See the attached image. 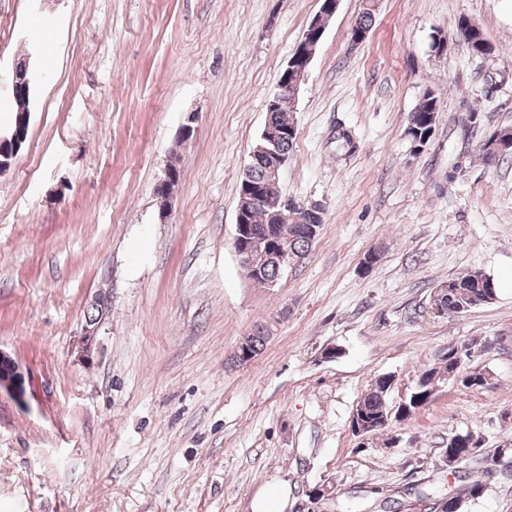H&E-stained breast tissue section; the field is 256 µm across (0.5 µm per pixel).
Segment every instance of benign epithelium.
Instances as JSON below:
<instances>
[{"mask_svg":"<svg viewBox=\"0 0 512 512\" xmlns=\"http://www.w3.org/2000/svg\"><path fill=\"white\" fill-rule=\"evenodd\" d=\"M339 2L340 0H322L319 13L309 23L289 58L282 76L277 81L272 103H278L283 98L297 101L316 48L325 32L323 20L336 12ZM29 123L30 112L28 108L23 107L19 110L16 126L6 134L0 133V146L10 145V156L14 157L20 151L26 140ZM270 153L274 154V161L270 166L268 183L248 184L245 192L240 194L233 238V247L241 266L249 268L252 274L259 278L263 275L264 264L270 258L287 266L295 261L283 245V235L279 227L281 211L276 210L270 213L272 223L265 226L264 233L261 235L254 234L251 225L247 224L251 208L269 195L273 188L279 186L282 169L288 163V157L275 154L273 149ZM176 170L175 165H167L155 187V196L160 209L164 212L167 211L168 204L180 182V178L175 175ZM89 305L98 309V315L84 322L81 328L80 356L87 362L93 360L98 332L109 314V296L104 292H98L92 296ZM28 388H30V381L27 373L9 353L0 349V393L4 392L15 402L24 404L27 400ZM350 431L354 432L359 440L364 441L374 434V426L354 412L351 416Z\"/></svg>","mask_w":512,"mask_h":512,"instance_id":"1","label":"benign epithelium"}]
</instances>
